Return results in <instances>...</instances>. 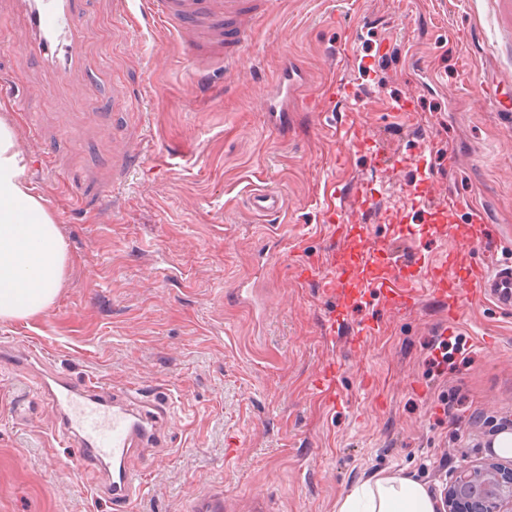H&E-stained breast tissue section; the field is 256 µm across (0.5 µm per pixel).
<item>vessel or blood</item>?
<instances>
[{
  "instance_id": "vessel-or-blood-1",
  "label": "vessel or blood",
  "mask_w": 512,
  "mask_h": 512,
  "mask_svg": "<svg viewBox=\"0 0 512 512\" xmlns=\"http://www.w3.org/2000/svg\"><path fill=\"white\" fill-rule=\"evenodd\" d=\"M84 0H20L30 24L33 44L52 66L59 81H67L81 59V22ZM269 0H144V10L177 36L188 53L196 74L204 75L240 56L248 47L257 15ZM473 223L484 231L471 241L480 250L500 235L481 209H474ZM380 258L368 252L361 257L363 289L383 295L393 307L413 306L421 294L446 305L449 320H458L464 299L480 297L497 308L512 311V261L488 268L484 262L461 264L448 251L426 266L421 279L380 273ZM45 399L57 413L62 428L77 444L72 456L78 463L111 461L109 487L117 512H126L139 487L130 467L132 457L161 447L170 416L167 402H147L137 388L121 395L105 396L95 380L73 383L61 374L41 385ZM189 512H239V506L223 492L195 497Z\"/></svg>"
}]
</instances>
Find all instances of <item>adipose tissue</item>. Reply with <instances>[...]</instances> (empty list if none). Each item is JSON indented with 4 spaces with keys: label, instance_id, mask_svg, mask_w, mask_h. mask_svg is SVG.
<instances>
[{
    "label": "adipose tissue",
    "instance_id": "ef3b65f1",
    "mask_svg": "<svg viewBox=\"0 0 512 512\" xmlns=\"http://www.w3.org/2000/svg\"><path fill=\"white\" fill-rule=\"evenodd\" d=\"M29 159L11 124L0 120V321L31 320L54 303L71 258L42 196L25 179ZM418 481L372 476L336 504V512H436Z\"/></svg>",
    "mask_w": 512,
    "mask_h": 512
}]
</instances>
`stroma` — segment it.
<instances>
[{
    "label": "stroma",
    "mask_w": 512,
    "mask_h": 512,
    "mask_svg": "<svg viewBox=\"0 0 512 512\" xmlns=\"http://www.w3.org/2000/svg\"><path fill=\"white\" fill-rule=\"evenodd\" d=\"M81 40L80 68L58 82L16 0H0V116L72 259L43 316L0 321V346L42 350L0 362V512H113L107 470L71 461L56 431L44 372L168 399L165 450L133 462L146 472L134 512H188L218 490L336 512L373 474L440 491L490 458V428L512 432V313L476 298L447 327L439 303L392 309L353 271L374 250L407 275L450 247L512 257V111L493 100L512 81V0H273L247 51L203 78L176 37L116 0H88ZM289 62L308 100L279 127L263 89ZM330 83L338 98L322 95ZM356 126L370 151L349 140ZM359 182L369 212L334 239L326 190ZM250 185L284 210L258 217ZM448 195L477 203L500 241L467 250L466 209L430 223ZM332 250L329 297L295 271ZM364 321L374 335L350 347ZM331 360L329 407L312 382Z\"/></svg>",
    "instance_id": "stroma-1"
}]
</instances>
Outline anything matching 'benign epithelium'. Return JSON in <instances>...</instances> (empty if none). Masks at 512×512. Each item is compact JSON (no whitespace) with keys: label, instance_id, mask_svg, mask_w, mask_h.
<instances>
[{"label":"benign epithelium","instance_id":"7a95c632","mask_svg":"<svg viewBox=\"0 0 512 512\" xmlns=\"http://www.w3.org/2000/svg\"><path fill=\"white\" fill-rule=\"evenodd\" d=\"M440 512H512V465L485 463L457 472Z\"/></svg>","mask_w":512,"mask_h":512}]
</instances>
